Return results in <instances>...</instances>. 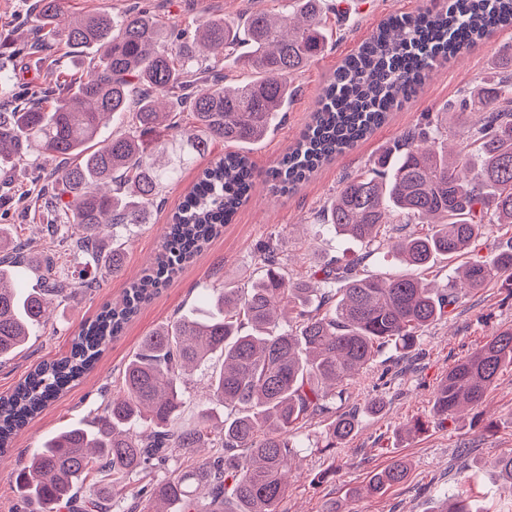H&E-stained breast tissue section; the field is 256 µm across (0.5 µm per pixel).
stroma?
<instances>
[{
  "label": "stroma",
  "instance_id": "1",
  "mask_svg": "<svg viewBox=\"0 0 512 512\" xmlns=\"http://www.w3.org/2000/svg\"><path fill=\"white\" fill-rule=\"evenodd\" d=\"M159 20L176 15L180 27H192L200 11L235 15L242 0H138ZM430 0H326L325 28L330 44L299 77L300 90L279 125L247 151L258 172L275 166L288 146L309 123L323 87L339 61L354 52L377 24L392 14L414 13L429 7ZM33 23L27 0H0V66L16 67L14 96H25L34 86L52 84L87 69L85 57L67 55L65 47L52 52L55 68L29 67L28 46ZM512 44V27L495 34L458 57L439 66L421 91L392 112L387 122L367 140L323 165L309 181L285 195H273L265 180H257L250 201L231 224L186 264L172 282L145 303L121 336L112 341L96 369L69 392L52 402L15 438L8 457L0 460V512H16L20 505L15 487L17 458L30 456L43 439L67 426L90 421L105 390L120 380L127 361L142 336L171 320L176 314L201 304L210 288L243 285L259 277L254 256L267 244L277 247L282 261L295 273H306L336 261L358 260L361 273H408L395 256L366 255L363 244L317 232L312 217L332 195L343 177L354 174L378 157L407 129L418 124L426 111H444L478 82L488 79L500 65L503 46ZM51 161L35 164L23 157L10 170L0 171V224L27 241L32 265L38 264L54 223L51 207L33 202ZM197 170L186 172L178 186L167 189L165 201L154 208L150 223L134 228L124 244V270L106 277L102 288L88 293L72 290L53 318L40 329L26 348L0 365V394L40 362L66 353L78 327L99 312L101 306L120 299L128 282L141 276L160 251L165 224L171 220L182 196L193 185ZM512 328V286L493 283L467 292L448 313L431 325L417 349L402 358L384 349L376 361L356 377L357 386L342 402V409H363L357 433L334 449H325L329 417H315L298 437L299 448L288 477V493L279 512H323L334 500L348 512H434L447 492L463 490L479 512H512L499 477L497 458L512 451V366L499 372L483 399L456 419H430L434 393L448 369L483 344L496 331ZM382 398L377 414L365 408ZM425 419L420 433L408 436L405 425ZM408 465L407 478L384 495L346 497L347 489L365 485L373 472L393 460Z\"/></svg>",
  "mask_w": 512,
  "mask_h": 512
}]
</instances>
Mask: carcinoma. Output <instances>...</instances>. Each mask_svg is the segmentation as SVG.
<instances>
[{"instance_id":"cac0c4a2","label":"carcinoma","mask_w":512,"mask_h":512,"mask_svg":"<svg viewBox=\"0 0 512 512\" xmlns=\"http://www.w3.org/2000/svg\"><path fill=\"white\" fill-rule=\"evenodd\" d=\"M271 15L246 7L233 18H195L192 37H176L134 5L119 15L86 13L61 24V0H33L38 51L62 41L73 56L92 55L87 78L59 82L36 100L0 110V170L23 153L56 163L47 185L58 223L35 268L41 287H18L14 269L26 243L0 225V364L23 349L71 288L94 291L106 271L121 274V233L148 223L166 188L224 141L171 217L153 270L131 280L123 298L81 324L68 355L38 364L0 396V451L73 382L92 372L105 347L177 273L219 234L250 198L256 170L246 144L263 139L286 111L296 80L328 47L323 0H282ZM512 27V0H432L416 13L391 15L347 55L301 137L271 173L288 189L352 149L386 123L439 61ZM460 98L454 112L478 120L454 148L448 117L423 113L365 170L345 177L312 220L414 268L450 260L496 225L512 224V72L493 87ZM124 116L125 129L101 139V127ZM191 119L181 123V116ZM393 224L419 229L394 238ZM112 230V251L98 248ZM70 247L95 267L76 277L57 269L56 248ZM263 274L243 288H213L202 307L142 337L122 381L88 424L67 427L20 461L15 484L21 512H278L288 489L296 439L329 414L327 448L357 431L356 412H337L355 375L390 345L411 351L424 331L459 299L416 275L362 276L359 262L328 264L305 276L284 269L276 249L255 258ZM462 287L512 285V247L457 269ZM220 356L208 376L196 420L182 422L193 371ZM512 365V328L497 332L457 362L440 382L430 417L448 420L478 404ZM227 409L214 421L213 407ZM198 448L213 452L193 463ZM147 493L119 499L101 486L126 489L151 475ZM397 459L351 495H378L404 481ZM148 505L142 506L143 497ZM434 512H473L462 494Z\"/></svg>"}]
</instances>
